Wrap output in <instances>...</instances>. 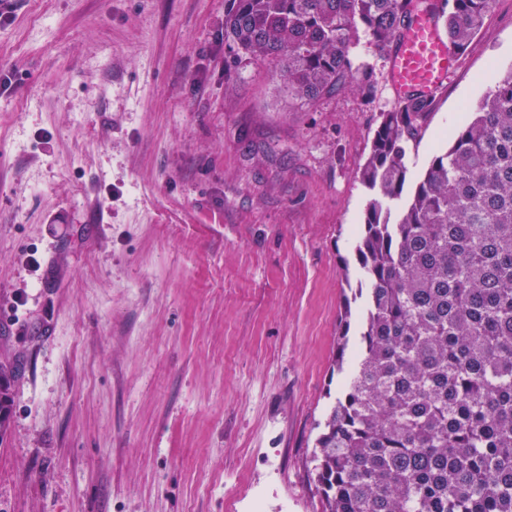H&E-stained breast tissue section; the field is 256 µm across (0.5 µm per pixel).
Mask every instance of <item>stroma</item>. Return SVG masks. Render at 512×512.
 <instances>
[{"label":"stroma","mask_w":512,"mask_h":512,"mask_svg":"<svg viewBox=\"0 0 512 512\" xmlns=\"http://www.w3.org/2000/svg\"><path fill=\"white\" fill-rule=\"evenodd\" d=\"M0 26V512H320L357 177L381 113L280 90L225 0H16ZM411 144L410 178L512 69L495 0ZM12 367L0 363V436L7 430L8 407L11 402L9 379Z\"/></svg>","instance_id":"stroma-1"}]
</instances>
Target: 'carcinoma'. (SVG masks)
<instances>
[{"label": "carcinoma", "mask_w": 512, "mask_h": 512, "mask_svg": "<svg viewBox=\"0 0 512 512\" xmlns=\"http://www.w3.org/2000/svg\"><path fill=\"white\" fill-rule=\"evenodd\" d=\"M494 0H433L465 51ZM414 0H226L235 58L280 62L288 96L369 101ZM435 106L409 97L382 115L358 171L369 191L355 246L357 355L312 450L320 512H512V70L448 132L407 198L408 143ZM12 367L0 363V436Z\"/></svg>", "instance_id": "carcinoma-1"}]
</instances>
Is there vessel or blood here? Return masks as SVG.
Wrapping results in <instances>:
<instances>
[{"mask_svg":"<svg viewBox=\"0 0 512 512\" xmlns=\"http://www.w3.org/2000/svg\"><path fill=\"white\" fill-rule=\"evenodd\" d=\"M460 66L433 11L411 9L388 57V84L397 99L434 96Z\"/></svg>","mask_w":512,"mask_h":512,"instance_id":"vessel-or-blood-1","label":"vessel or blood"}]
</instances>
